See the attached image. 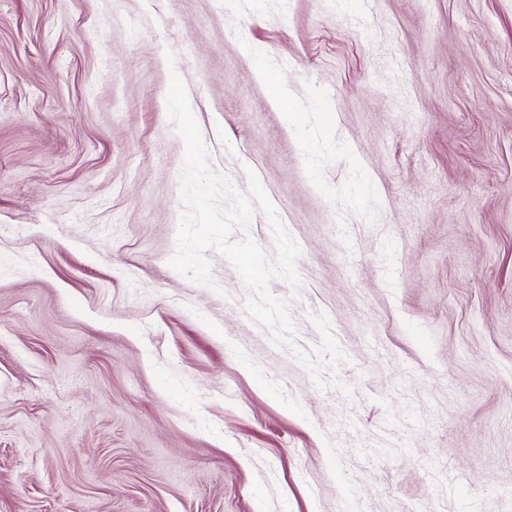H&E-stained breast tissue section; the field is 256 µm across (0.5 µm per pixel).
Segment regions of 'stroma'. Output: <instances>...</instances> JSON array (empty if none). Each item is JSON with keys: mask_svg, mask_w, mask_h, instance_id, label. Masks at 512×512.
I'll list each match as a JSON object with an SVG mask.
<instances>
[{"mask_svg": "<svg viewBox=\"0 0 512 512\" xmlns=\"http://www.w3.org/2000/svg\"><path fill=\"white\" fill-rule=\"evenodd\" d=\"M174 72L292 349L169 264ZM0 512H512V0H0Z\"/></svg>", "mask_w": 512, "mask_h": 512, "instance_id": "35a3bbf8", "label": "stroma"}]
</instances>
